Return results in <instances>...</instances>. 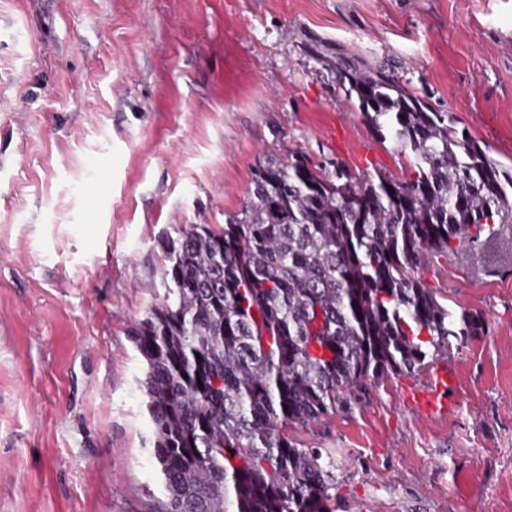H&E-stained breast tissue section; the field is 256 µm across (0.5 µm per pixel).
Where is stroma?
Wrapping results in <instances>:
<instances>
[{"mask_svg":"<svg viewBox=\"0 0 512 512\" xmlns=\"http://www.w3.org/2000/svg\"><path fill=\"white\" fill-rule=\"evenodd\" d=\"M383 67L512 167V0H0V512H153L163 495L128 333L160 239L221 224L266 156L404 177L337 58ZM422 274L487 333L447 415L368 379L287 433L336 463V512H512V224Z\"/></svg>","mask_w":512,"mask_h":512,"instance_id":"obj_1","label":"stroma"}]
</instances>
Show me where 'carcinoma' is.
<instances>
[{"label": "carcinoma", "mask_w": 512, "mask_h": 512, "mask_svg": "<svg viewBox=\"0 0 512 512\" xmlns=\"http://www.w3.org/2000/svg\"><path fill=\"white\" fill-rule=\"evenodd\" d=\"M336 71L408 171L271 155L240 213L161 239L164 295L130 331L164 486L154 512H333L335 462L286 426L486 333L418 270L512 223V172L384 71L350 59Z\"/></svg>", "instance_id": "obj_1"}]
</instances>
